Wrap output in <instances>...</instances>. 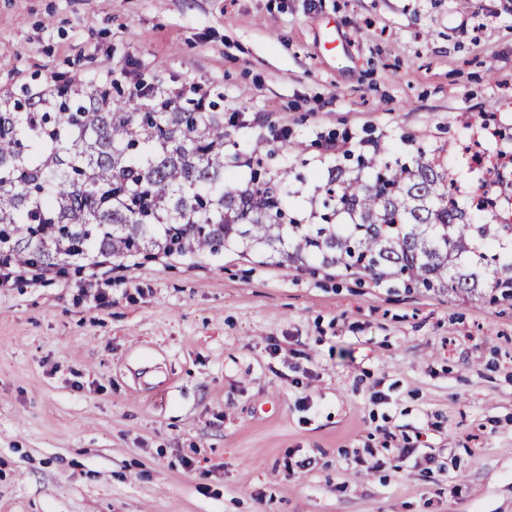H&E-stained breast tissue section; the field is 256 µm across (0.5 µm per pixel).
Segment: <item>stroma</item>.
I'll list each match as a JSON object with an SVG mask.
<instances>
[{
  "label": "stroma",
  "instance_id": "35a3bbf8",
  "mask_svg": "<svg viewBox=\"0 0 512 512\" xmlns=\"http://www.w3.org/2000/svg\"><path fill=\"white\" fill-rule=\"evenodd\" d=\"M77 74L202 87L226 182L264 147L303 218L350 154L467 183L490 115L512 152V0H0L1 96ZM0 512H512V301L232 250L20 267Z\"/></svg>",
  "mask_w": 512,
  "mask_h": 512
}]
</instances>
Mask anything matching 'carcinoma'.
<instances>
[{"label":"carcinoma","mask_w":512,"mask_h":512,"mask_svg":"<svg viewBox=\"0 0 512 512\" xmlns=\"http://www.w3.org/2000/svg\"><path fill=\"white\" fill-rule=\"evenodd\" d=\"M60 84L35 110L0 99V260L42 270L98 255L266 252L296 268L340 267L407 289L512 299V224H477L448 200V164L414 167L380 150L340 165L296 217L288 172L224 180V113L167 98Z\"/></svg>","instance_id":"1"}]
</instances>
